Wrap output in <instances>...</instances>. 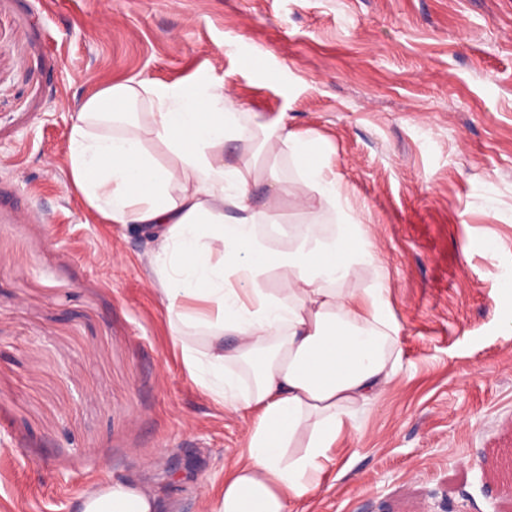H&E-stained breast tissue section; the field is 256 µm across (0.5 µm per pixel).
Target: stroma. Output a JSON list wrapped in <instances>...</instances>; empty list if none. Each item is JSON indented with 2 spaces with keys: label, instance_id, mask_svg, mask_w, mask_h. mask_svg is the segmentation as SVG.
I'll list each match as a JSON object with an SVG mask.
<instances>
[{
  "label": "stroma",
  "instance_id": "stroma-1",
  "mask_svg": "<svg viewBox=\"0 0 512 512\" xmlns=\"http://www.w3.org/2000/svg\"><path fill=\"white\" fill-rule=\"evenodd\" d=\"M197 78L323 139L401 327L295 512H512V0H0V512L115 480L203 512L246 445L184 367L151 238L70 176L89 96Z\"/></svg>",
  "mask_w": 512,
  "mask_h": 512
}]
</instances>
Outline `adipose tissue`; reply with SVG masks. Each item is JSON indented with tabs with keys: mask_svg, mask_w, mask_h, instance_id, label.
<instances>
[{
	"mask_svg": "<svg viewBox=\"0 0 512 512\" xmlns=\"http://www.w3.org/2000/svg\"><path fill=\"white\" fill-rule=\"evenodd\" d=\"M142 100L151 105L146 126L130 118ZM104 123L115 133L100 132ZM149 136L172 163L146 148ZM230 143L235 164L224 159ZM284 152L299 170L292 183L258 162ZM69 161L73 185L108 223L153 230L151 264L186 370L250 421L247 446L208 512H293L320 487L346 421L380 397L399 359L400 327L371 228L328 172L322 141L279 118L246 119L230 93L203 80H144L108 85L83 102ZM262 178L269 191L258 208L251 194ZM290 197L301 203L302 230L273 242L263 228L283 219ZM323 207L339 218L334 230L315 217ZM359 271L368 287H350ZM187 327L205 330L202 346ZM242 368L253 376L245 391ZM159 509L150 488L129 481L75 499V512Z\"/></svg>",
	"mask_w": 512,
	"mask_h": 512,
	"instance_id": "obj_1",
	"label": "adipose tissue"
}]
</instances>
